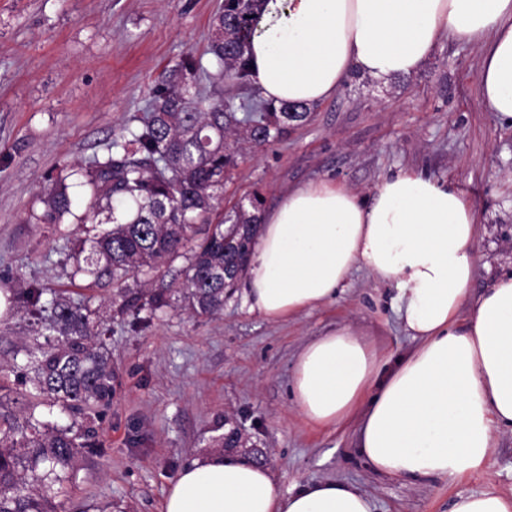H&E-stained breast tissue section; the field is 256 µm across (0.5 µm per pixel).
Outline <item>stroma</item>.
<instances>
[{
    "mask_svg": "<svg viewBox=\"0 0 512 512\" xmlns=\"http://www.w3.org/2000/svg\"><path fill=\"white\" fill-rule=\"evenodd\" d=\"M222 2L0 0L1 293L68 284L84 205L75 202L61 225L32 224L30 214L43 210L40 195L61 170L132 125L185 56L210 66L211 20ZM479 64L476 47L443 38L412 76L350 75L288 136L239 151L220 195L224 214L240 203L271 208L288 188L323 178L368 200L382 177L422 171L463 189L479 217L469 289L477 298L492 276L512 274V127L487 110ZM394 294L360 269L335 300L278 322L251 311L239 290L219 317L171 307L136 329L113 307L111 289L90 291V306L111 321L118 372L110 404L90 421L56 407L30 411L22 375L36 341L14 303L0 316V410L93 428L95 445L79 455L55 499L58 512L106 504L113 512H163L171 484L208 455L226 422L267 449L284 490L347 481L371 496L376 512H449L457 495L491 484L511 496V431H495L479 470L417 484L375 473L355 448L353 425L315 427L295 410L290 378L307 341L349 328L387 356L413 347L390 307Z\"/></svg>",
    "mask_w": 512,
    "mask_h": 512,
    "instance_id": "35a3bbf8",
    "label": "stroma"
}]
</instances>
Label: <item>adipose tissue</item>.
<instances>
[{"instance_id":"adipose-tissue-1","label":"adipose tissue","mask_w":512,"mask_h":512,"mask_svg":"<svg viewBox=\"0 0 512 512\" xmlns=\"http://www.w3.org/2000/svg\"><path fill=\"white\" fill-rule=\"evenodd\" d=\"M258 12L245 54L269 103L324 102L353 72L412 75L445 36L480 47L484 101L512 124V0H259ZM478 225L457 186L403 170L368 201L318 180L260 214L244 295L267 320L334 299L358 267L395 287L413 349L393 361L335 329L300 350L290 384L309 424L355 421L360 451L380 474L451 480L482 467L494 429L512 430V276L469 299ZM373 510L355 485L284 492L269 466L216 453L185 467L164 502V512Z\"/></svg>"}]
</instances>
